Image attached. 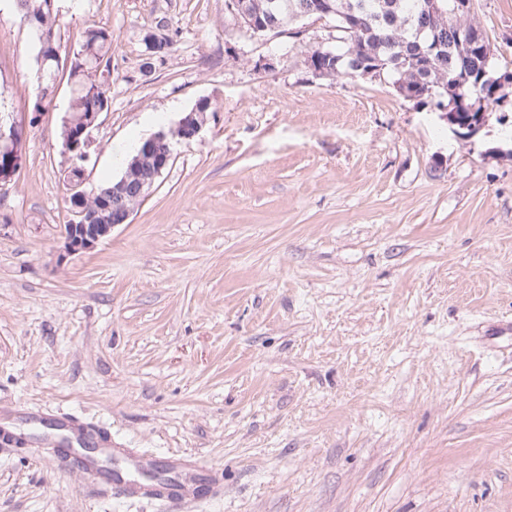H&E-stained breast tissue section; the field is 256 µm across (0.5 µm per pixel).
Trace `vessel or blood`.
Returning a JSON list of instances; mask_svg holds the SVG:
<instances>
[{
    "instance_id": "1",
    "label": "vessel or blood",
    "mask_w": 512,
    "mask_h": 512,
    "mask_svg": "<svg viewBox=\"0 0 512 512\" xmlns=\"http://www.w3.org/2000/svg\"><path fill=\"white\" fill-rule=\"evenodd\" d=\"M55 425L61 433L53 441L59 465L87 477L97 489L168 506L195 504L224 493L223 482L197 460L178 454L159 458L122 447L97 426L79 425L68 415L57 418Z\"/></svg>"
}]
</instances>
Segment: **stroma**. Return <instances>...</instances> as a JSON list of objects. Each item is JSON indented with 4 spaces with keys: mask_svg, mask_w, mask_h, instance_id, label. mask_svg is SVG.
I'll return each instance as SVG.
<instances>
[{
    "mask_svg": "<svg viewBox=\"0 0 512 512\" xmlns=\"http://www.w3.org/2000/svg\"><path fill=\"white\" fill-rule=\"evenodd\" d=\"M60 52L112 32L87 183L202 98L200 134L128 221L64 255L70 86L0 191V423L65 413L224 477L201 512H512V85L456 136L390 78L316 77L332 21L255 34L224 0H54ZM512 70V0H472ZM172 46L155 54L148 35ZM0 0V112L38 92ZM0 512H160L41 438L0 453Z\"/></svg>",
    "mask_w": 512,
    "mask_h": 512,
    "instance_id": "stroma-1",
    "label": "stroma"
}]
</instances>
